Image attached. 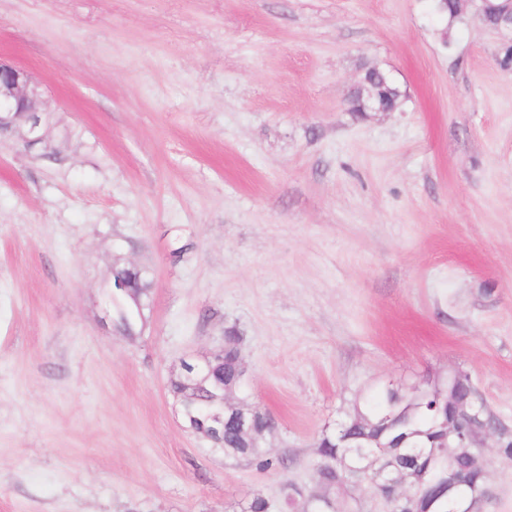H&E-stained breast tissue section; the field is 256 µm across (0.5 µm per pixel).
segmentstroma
Instances as JSON below:
<instances>
[{"instance_id": "35a3bbf8", "label": "stroma", "mask_w": 512, "mask_h": 512, "mask_svg": "<svg viewBox=\"0 0 512 512\" xmlns=\"http://www.w3.org/2000/svg\"><path fill=\"white\" fill-rule=\"evenodd\" d=\"M429 0H0L44 140L0 136V512H237L316 483V443L387 386L467 372L512 427V70ZM394 112L356 114L365 70ZM152 281L134 335L112 271ZM236 327L260 471L171 383ZM486 438V499L512 458ZM439 8H442L443 4H447V9L443 12H433L435 17L441 22L444 23L440 29L441 36L443 42H448V45L453 43V27L455 22L458 20V11L457 5L454 0H433Z\"/></svg>"}]
</instances>
